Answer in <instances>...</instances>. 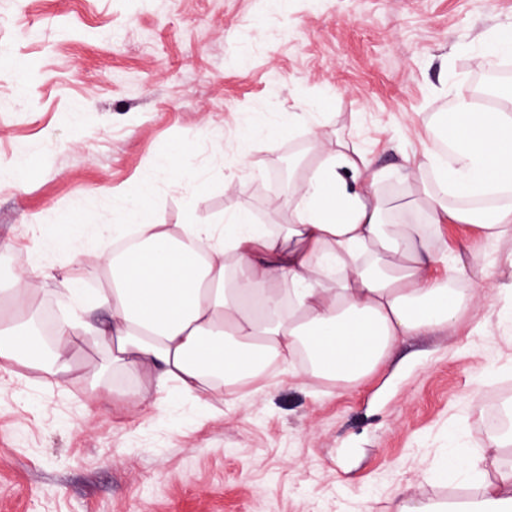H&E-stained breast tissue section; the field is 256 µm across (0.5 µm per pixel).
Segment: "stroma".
Listing matches in <instances>:
<instances>
[{
  "mask_svg": "<svg viewBox=\"0 0 512 512\" xmlns=\"http://www.w3.org/2000/svg\"><path fill=\"white\" fill-rule=\"evenodd\" d=\"M509 24L512 0H0V160L27 170L0 178V262L32 269L44 319L68 287L111 288L69 253L119 235L131 188L174 232L242 208L289 223L270 201L305 174L315 130L370 153L393 173L391 207L424 218L405 157ZM39 226L69 250L34 252ZM433 245L437 276L488 303L406 338L354 387L281 371L255 392L161 401L83 335L64 382L0 371V512H390L403 489L474 495L437 471L455 448L490 480L512 464L484 429L512 409V239L444 223Z\"/></svg>",
  "mask_w": 512,
  "mask_h": 512,
  "instance_id": "35a3bbf8",
  "label": "stroma"
}]
</instances>
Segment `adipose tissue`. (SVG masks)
I'll return each mask as SVG.
<instances>
[{"mask_svg":"<svg viewBox=\"0 0 512 512\" xmlns=\"http://www.w3.org/2000/svg\"><path fill=\"white\" fill-rule=\"evenodd\" d=\"M453 94L437 129L446 150L424 146L401 173L421 193L427 223L389 219L382 187L390 171L313 132L316 160L295 183L291 222L280 230L254 223L246 209L227 224L175 234L146 206L129 212L143 245L104 259L112 290L97 303L108 324L57 323L45 374L68 378L80 330L163 397L247 389L296 355L304 378L354 386L404 338L447 328L463 306L480 308L484 295L435 276L431 230L452 222L492 240L512 237V83L493 90L489 107L464 86ZM41 352L25 322L0 314V369ZM462 475L479 494L457 512H512V469L486 480L481 457L456 450L439 478Z\"/></svg>","mask_w":512,"mask_h":512,"instance_id":"ef3b65f1","label":"adipose tissue"}]
</instances>
